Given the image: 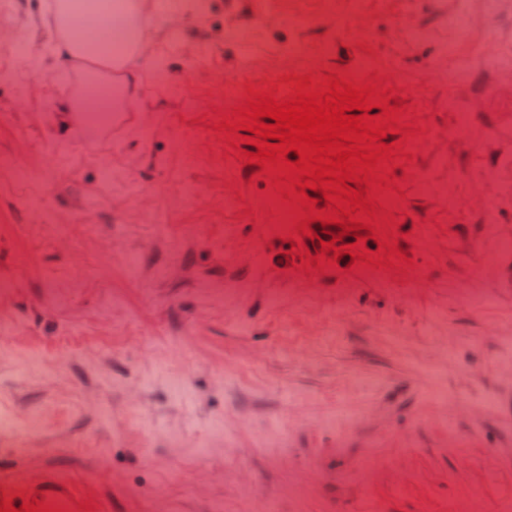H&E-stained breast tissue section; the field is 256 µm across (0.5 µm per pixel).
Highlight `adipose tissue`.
<instances>
[{
	"label": "adipose tissue",
	"mask_w": 512,
	"mask_h": 512,
	"mask_svg": "<svg viewBox=\"0 0 512 512\" xmlns=\"http://www.w3.org/2000/svg\"><path fill=\"white\" fill-rule=\"evenodd\" d=\"M144 0H57L54 15L46 28L52 48L70 62L77 63V80L87 93L68 100L61 110L65 116L86 112L96 107L91 92L105 76H114L121 92L133 90L140 75L133 67L140 55L150 30ZM105 35L118 34L120 47L116 50L96 51L85 38V31Z\"/></svg>",
	"instance_id": "obj_1"
}]
</instances>
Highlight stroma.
<instances>
[{
	"mask_svg": "<svg viewBox=\"0 0 512 512\" xmlns=\"http://www.w3.org/2000/svg\"><path fill=\"white\" fill-rule=\"evenodd\" d=\"M204 2L153 5L128 119L96 139L49 110L80 85L44 65L31 21L48 0H0V33L29 45L0 50V412L16 420L0 492L51 474L109 512H512V204L497 197L512 103L491 97L497 75L457 87L436 43L394 54L400 26H435L443 0L410 19L377 0L342 26L323 0ZM298 43L311 68L284 55ZM370 58L392 60L418 129L401 193L380 197L407 260L289 266L287 207L217 130L246 101L224 85L346 77Z\"/></svg>",
	"mask_w": 512,
	"mask_h": 512,
	"instance_id": "35a3bbf8",
	"label": "stroma"
}]
</instances>
